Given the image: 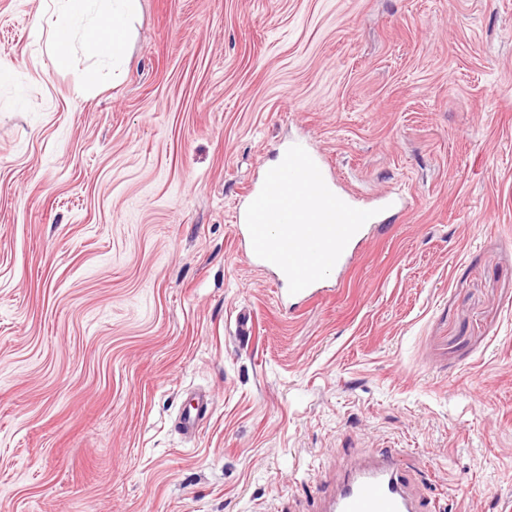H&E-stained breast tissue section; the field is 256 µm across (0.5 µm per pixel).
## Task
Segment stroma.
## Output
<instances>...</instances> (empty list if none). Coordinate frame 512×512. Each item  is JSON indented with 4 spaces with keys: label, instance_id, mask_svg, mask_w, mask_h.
I'll return each instance as SVG.
<instances>
[{
    "label": "stroma",
    "instance_id": "obj_1",
    "mask_svg": "<svg viewBox=\"0 0 512 512\" xmlns=\"http://www.w3.org/2000/svg\"><path fill=\"white\" fill-rule=\"evenodd\" d=\"M49 2L0 0V512H317L371 448L512 507V0H138L115 79ZM298 140L410 208L291 315L233 217ZM195 403L188 404L181 412L178 420V428L183 434L192 435L207 419L209 398L204 394L194 397Z\"/></svg>",
    "mask_w": 512,
    "mask_h": 512
}]
</instances>
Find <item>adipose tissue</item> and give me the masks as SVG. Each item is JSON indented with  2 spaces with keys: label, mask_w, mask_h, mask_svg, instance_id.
Wrapping results in <instances>:
<instances>
[{
  "label": "adipose tissue",
  "mask_w": 512,
  "mask_h": 512,
  "mask_svg": "<svg viewBox=\"0 0 512 512\" xmlns=\"http://www.w3.org/2000/svg\"><path fill=\"white\" fill-rule=\"evenodd\" d=\"M48 18L53 29L52 59L55 66L70 65L76 49L109 71L127 60L131 15L137 0H52Z\"/></svg>",
  "instance_id": "adipose-tissue-1"
}]
</instances>
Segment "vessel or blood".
<instances>
[{
    "label": "vessel or blood",
    "mask_w": 512,
    "mask_h": 512,
    "mask_svg": "<svg viewBox=\"0 0 512 512\" xmlns=\"http://www.w3.org/2000/svg\"><path fill=\"white\" fill-rule=\"evenodd\" d=\"M206 395H196L178 420L179 430L197 432L209 409ZM326 512H429L424 498L409 490V477L397 454L380 450L352 464L328 501Z\"/></svg>",
    "instance_id": "vessel-or-blood-1"
}]
</instances>
